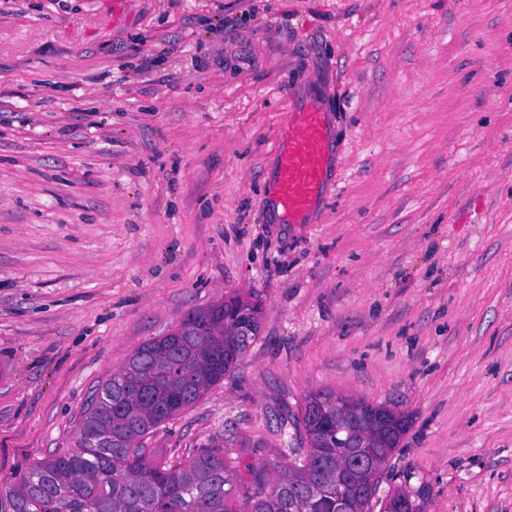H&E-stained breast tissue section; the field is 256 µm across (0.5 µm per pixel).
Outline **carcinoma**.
<instances>
[{
	"label": "carcinoma",
	"instance_id": "cac0c4a2",
	"mask_svg": "<svg viewBox=\"0 0 512 512\" xmlns=\"http://www.w3.org/2000/svg\"><path fill=\"white\" fill-rule=\"evenodd\" d=\"M197 308L162 337L139 347L95 393L75 437V448L0 483V512H230L237 478L223 450L206 448L185 463L146 456L144 436L191 408L258 336L259 306L239 296ZM307 448H284L279 463L254 472L268 489L245 497L237 512H332L336 496L368 512L378 481L339 478L352 449L350 435L381 460L398 446L404 416L371 404L310 394L294 424Z\"/></svg>",
	"mask_w": 512,
	"mask_h": 512
}]
</instances>
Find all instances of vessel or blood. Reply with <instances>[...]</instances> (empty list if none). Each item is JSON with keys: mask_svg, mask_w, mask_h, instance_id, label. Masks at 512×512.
Listing matches in <instances>:
<instances>
[{"mask_svg": "<svg viewBox=\"0 0 512 512\" xmlns=\"http://www.w3.org/2000/svg\"><path fill=\"white\" fill-rule=\"evenodd\" d=\"M336 139L321 97L291 98L281 137L264 165L262 208L271 224H310L336 188Z\"/></svg>", "mask_w": 512, "mask_h": 512, "instance_id": "1", "label": "vessel or blood"}]
</instances>
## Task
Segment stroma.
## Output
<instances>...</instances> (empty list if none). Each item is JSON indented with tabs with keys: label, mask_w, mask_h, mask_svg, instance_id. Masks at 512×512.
Masks as SVG:
<instances>
[{
	"label": "stroma",
	"mask_w": 512,
	"mask_h": 512,
	"mask_svg": "<svg viewBox=\"0 0 512 512\" xmlns=\"http://www.w3.org/2000/svg\"><path fill=\"white\" fill-rule=\"evenodd\" d=\"M313 86L341 180L263 223ZM235 295L258 337L149 451L223 449L252 494L332 392L409 418L371 512H512V0H0V482Z\"/></svg>",
	"instance_id": "stroma-1"
}]
</instances>
